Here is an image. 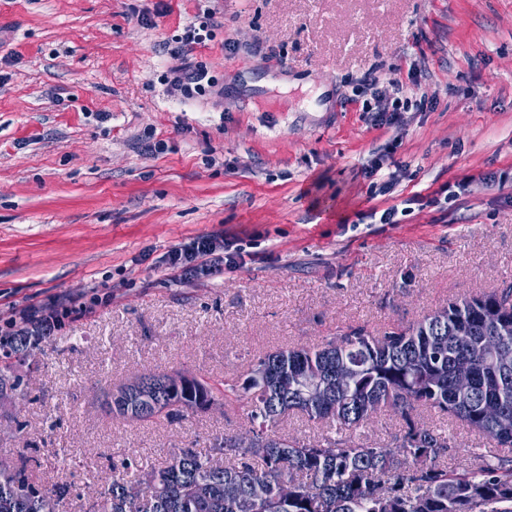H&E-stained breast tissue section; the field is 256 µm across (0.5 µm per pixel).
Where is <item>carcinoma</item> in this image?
Returning a JSON list of instances; mask_svg holds the SVG:
<instances>
[{"mask_svg": "<svg viewBox=\"0 0 512 512\" xmlns=\"http://www.w3.org/2000/svg\"><path fill=\"white\" fill-rule=\"evenodd\" d=\"M512 304V288L448 302L404 329L373 336L353 330L320 347L279 349L259 358L242 382L223 391L250 404L252 446L226 438L206 454L185 448L165 467L131 471L112 465V479L87 512H512V323L496 308ZM469 325L465 346L448 333ZM499 331L495 348H484ZM45 338L41 331L0 334V387L16 392L22 378L14 361ZM472 364V392L453 398L456 365ZM167 375L141 378L155 386L154 406L135 399L116 408L141 421L163 412L181 417L217 404L218 387L194 378L169 387ZM420 406L446 413L497 443V463L455 474L439 465L447 438L408 424L393 448L342 444L330 436L313 443L290 441L272 428L290 411L329 427L356 426L383 407L409 417ZM234 455L224 465L215 456ZM25 455L0 465V512H43L69 492L48 493L30 478Z\"/></svg>", "mask_w": 512, "mask_h": 512, "instance_id": "1", "label": "carcinoma"}]
</instances>
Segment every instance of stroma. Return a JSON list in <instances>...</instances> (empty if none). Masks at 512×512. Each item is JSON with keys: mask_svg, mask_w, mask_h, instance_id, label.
I'll list each match as a JSON object with an SVG mask.
<instances>
[{"mask_svg": "<svg viewBox=\"0 0 512 512\" xmlns=\"http://www.w3.org/2000/svg\"><path fill=\"white\" fill-rule=\"evenodd\" d=\"M205 6L0 0V329L30 304L70 310L16 367L0 463L24 451L40 487L69 485L59 512H83L121 460L158 468L250 428L243 400L129 421L105 391L174 371L229 383L269 352L380 336L512 285V0H219L195 51L218 84L183 104L160 77ZM411 66L432 109L374 124L362 77ZM376 153L399 174L384 194L361 172ZM200 236L248 254L170 279L167 253ZM413 418L448 437V469L495 462L448 414ZM404 429L384 407L342 429L292 412L275 432L391 447Z\"/></svg>", "mask_w": 512, "mask_h": 512, "instance_id": "35a3bbf8", "label": "stroma"}]
</instances>
